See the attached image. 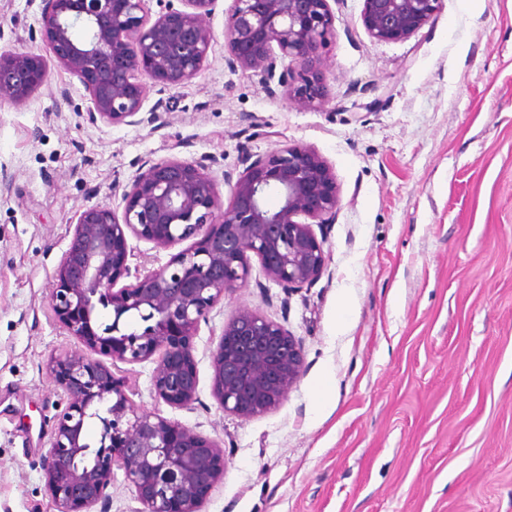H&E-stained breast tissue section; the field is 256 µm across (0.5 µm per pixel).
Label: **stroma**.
<instances>
[{
    "label": "stroma",
    "instance_id": "obj_1",
    "mask_svg": "<svg viewBox=\"0 0 512 512\" xmlns=\"http://www.w3.org/2000/svg\"><path fill=\"white\" fill-rule=\"evenodd\" d=\"M40 0H0V52L44 48ZM327 97L304 107L228 67L215 39L190 82H148L138 126L93 125L76 79L51 67L0 102V512H55L40 463L76 341L50 301L77 214L122 210L138 162L214 158L225 173L280 145L314 148L340 204L327 270L293 295L253 265L194 338L197 401L152 390L155 362L118 364L134 403L223 442L203 512H512V0H441L403 42L366 33L363 0H329ZM242 307L284 325L304 368L274 411L224 413L211 354Z\"/></svg>",
    "mask_w": 512,
    "mask_h": 512
}]
</instances>
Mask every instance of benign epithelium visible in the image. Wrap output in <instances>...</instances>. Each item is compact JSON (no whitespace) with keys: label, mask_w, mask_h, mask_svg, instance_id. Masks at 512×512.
<instances>
[{"label":"benign epithelium","mask_w":512,"mask_h":512,"mask_svg":"<svg viewBox=\"0 0 512 512\" xmlns=\"http://www.w3.org/2000/svg\"><path fill=\"white\" fill-rule=\"evenodd\" d=\"M45 54L0 53V100L31 99L49 63L83 87L90 124L140 125L147 77L167 86L195 78L215 34L207 19L218 0H182L185 9L150 19L143 0H40ZM441 0H363L361 23L380 42L410 38ZM329 0H232L224 20L228 65L274 78L288 95L324 102L323 50L335 37ZM216 160L148 161L123 191L122 214L95 204L79 212L54 272L51 305L78 347L50 358L61 390L50 448L42 459L56 512H110L114 470L140 512H202L224 476L223 443L135 405L113 371L156 361L154 394L173 408L196 400L194 336L225 295L248 285L252 259L284 291L314 285L327 267L326 230L340 187L315 149L285 144L247 155L224 202L211 174ZM280 206L265 204L268 194ZM169 250L189 245L157 269L131 270L129 239ZM134 277L135 282L119 285ZM110 311L111 320H101ZM137 316L142 327H128ZM304 364L299 339L280 323L239 309L211 355L212 394L224 412L249 420L276 408ZM99 430L97 445L85 438Z\"/></svg>","instance_id":"obj_1"}]
</instances>
